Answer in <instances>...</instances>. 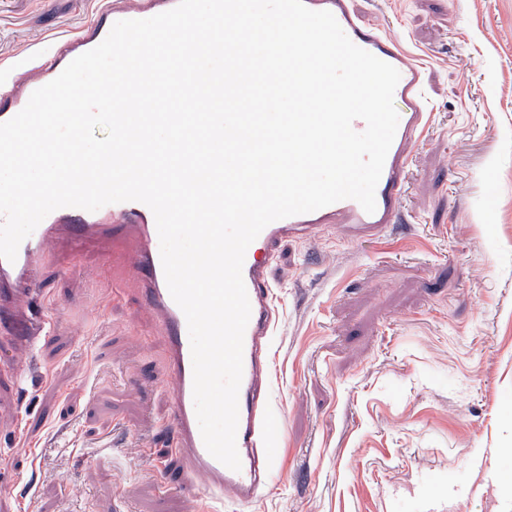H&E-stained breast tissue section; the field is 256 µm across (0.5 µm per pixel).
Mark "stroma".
<instances>
[{"instance_id":"stroma-1","label":"stroma","mask_w":512,"mask_h":512,"mask_svg":"<svg viewBox=\"0 0 512 512\" xmlns=\"http://www.w3.org/2000/svg\"><path fill=\"white\" fill-rule=\"evenodd\" d=\"M98 0H0V70ZM426 66L405 223L283 244L267 485L222 512H512V0H355ZM101 244L55 249L46 334L0 389V512H203L179 491L163 343ZM76 273H68V266Z\"/></svg>"}]
</instances>
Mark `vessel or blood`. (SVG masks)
I'll use <instances>...</instances> for the list:
<instances>
[{"label": "vessel or blood", "instance_id": "1", "mask_svg": "<svg viewBox=\"0 0 512 512\" xmlns=\"http://www.w3.org/2000/svg\"><path fill=\"white\" fill-rule=\"evenodd\" d=\"M178 0H140L128 8L125 0H103L93 21L73 35L56 38L48 53L20 59L0 79V123L13 118L31 94L55 79L77 56L94 48L120 20L146 19L174 8ZM312 10L333 13L347 36L359 47L393 65L400 73L394 92L399 113L396 134L375 191L376 209L368 213L352 199L316 211L274 221L246 250L242 276L251 305L244 334L243 375L238 396L236 445L241 460L234 471L206 449L193 399V370L188 326L172 299L161 264L160 240L152 211L140 202L109 204L97 211L65 207L47 215L19 246L15 262L0 258V334L15 337L22 352L34 349L43 326L22 322L20 303L31 296L36 273L57 244L81 246L101 240L121 246L144 305L155 316L165 341V376L173 392L169 425L188 488L203 496L223 495L225 501L251 503L266 484L273 463L269 420V367L278 314L274 305V258L283 242L311 236L337 224L351 238L361 239L400 223L409 170V150L427 132L431 112L425 96L423 63L377 25L366 23L354 0H304Z\"/></svg>", "mask_w": 512, "mask_h": 512}]
</instances>
